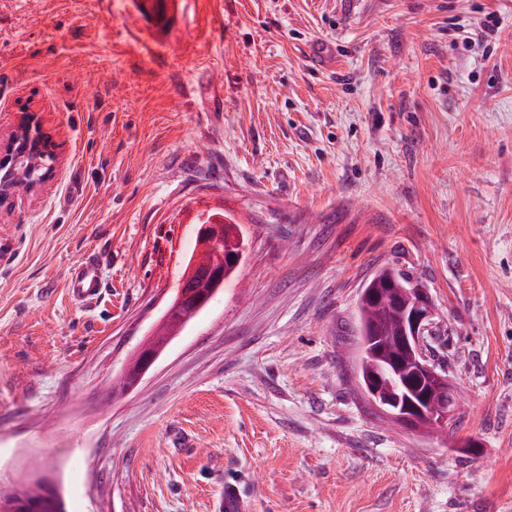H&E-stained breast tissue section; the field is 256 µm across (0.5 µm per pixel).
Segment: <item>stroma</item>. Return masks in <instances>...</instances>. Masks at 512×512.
<instances>
[{"label": "stroma", "mask_w": 512, "mask_h": 512, "mask_svg": "<svg viewBox=\"0 0 512 512\" xmlns=\"http://www.w3.org/2000/svg\"><path fill=\"white\" fill-rule=\"evenodd\" d=\"M0 0V130L62 161L0 208V469L67 512H512V0ZM236 278L132 390L200 216ZM96 253L105 291L69 272ZM390 263L436 306L456 439L387 426L356 383V302ZM68 290L77 301L93 303L97 301L104 287L100 274L98 258L90 254L79 262L73 269Z\"/></svg>", "instance_id": "1"}]
</instances>
